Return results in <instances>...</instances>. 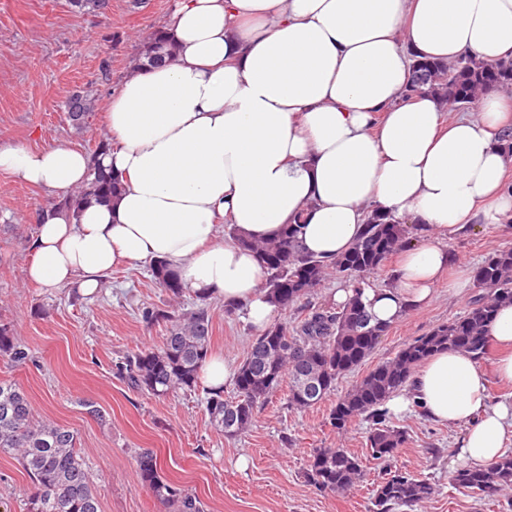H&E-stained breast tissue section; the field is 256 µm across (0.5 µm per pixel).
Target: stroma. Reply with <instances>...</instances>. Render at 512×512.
Returning a JSON list of instances; mask_svg holds the SVG:
<instances>
[{"instance_id": "obj_1", "label": "stroma", "mask_w": 512, "mask_h": 512, "mask_svg": "<svg viewBox=\"0 0 512 512\" xmlns=\"http://www.w3.org/2000/svg\"><path fill=\"white\" fill-rule=\"evenodd\" d=\"M174 0H107L100 14L74 12L69 0H0V143L39 148L65 145L94 153L108 135L107 102L136 63L135 46L167 21ZM76 92L95 99L83 127L72 125L67 102ZM42 190L0 172V324L11 327L29 357L15 364L0 354V382H12L36 413L78 434L101 512H164L137 477V456L152 451L167 479L197 496L206 512H373V491L387 473L426 477L435 492L416 512H512L499 494L479 496L453 481L460 428L440 426L417 412L391 414L406 441L388 460L366 446L371 423L361 418L345 431L331 426L335 396L300 411L280 387L258 406L252 427L228 438L205 410V388L153 397L134 390L118 367L133 350L160 345L164 324H149L145 308L191 311L203 303L191 292L169 305L147 268L121 266L90 296L71 288L29 285L24 269L34 215L51 204ZM512 248V223L477 224L448 242L457 268L474 275L495 252ZM449 293L391 325L374 353L339 378L347 391L376 364L433 327L461 316L478 295ZM212 316L211 349L242 362L256 333L224 300L205 301ZM102 410L96 419L87 408ZM343 447L358 456L365 479L345 493L317 491L305 477L312 449ZM31 480L18 460L0 453V512H26Z\"/></svg>"}]
</instances>
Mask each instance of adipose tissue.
Here are the masks:
<instances>
[{
    "label": "adipose tissue",
    "mask_w": 512,
    "mask_h": 512,
    "mask_svg": "<svg viewBox=\"0 0 512 512\" xmlns=\"http://www.w3.org/2000/svg\"><path fill=\"white\" fill-rule=\"evenodd\" d=\"M169 65L125 80L106 107L107 149L0 146V171L50 194L117 176L118 198L35 214L26 279L50 291H97L121 263H168L183 288L222 297L255 330L276 313L249 251L221 222L268 238L295 216L297 236L331 260L361 235L374 203L423 241L395 284L364 286L380 322L428 306L452 266L446 237L512 220L504 175L512 98L446 120L437 98H403L412 63L512 57V0H175ZM496 375L512 382V304L490 328ZM457 426V457L483 467L512 450V400L491 401L482 367L454 351L426 359L387 403Z\"/></svg>",
    "instance_id": "1"
}]
</instances>
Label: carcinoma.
<instances>
[{
	"instance_id": "1",
	"label": "carcinoma",
	"mask_w": 512,
	"mask_h": 512,
	"mask_svg": "<svg viewBox=\"0 0 512 512\" xmlns=\"http://www.w3.org/2000/svg\"><path fill=\"white\" fill-rule=\"evenodd\" d=\"M175 46L165 31L156 30L137 44V66L170 62ZM423 75L419 86L406 85L405 97L421 92L434 94L454 112L492 93H512V60L488 65L474 56L455 62L417 60ZM69 118L82 127L93 112V99L80 92L68 102ZM121 183L101 168L76 194L64 200L74 217L85 204L111 201ZM233 243L252 251L266 273L264 288L271 303L288 310L309 299L331 276L352 284L354 294L342 306L306 305V314L288 332L273 324L253 341L250 354L238 367L234 396L207 393L206 411L210 424L228 437L246 432L253 424L259 403L283 383H288V406L305 410L317 405L336 386V381L360 366L373 353L390 325L374 320L361 297L365 277L380 268L389 256L402 250L409 240L407 226L372 209L361 237L331 261L319 260L303 250L296 225L286 224L265 241H256L230 228ZM151 275L171 300L180 298L183 288L163 262L153 264ZM481 294L463 315L433 327L407 343L393 358L376 365L338 398L329 414L330 424L344 430L359 417L371 420L367 447L375 459L394 454L406 440V432L387 420L384 404L410 380L415 369L434 353L453 349L480 361L486 358L489 327L497 306L512 304V248L494 253L476 271ZM149 323L170 322L166 336L156 348L139 349L118 366L129 384L154 397L175 389L197 387L198 373L210 355L212 319L204 303L179 316L163 309L144 312ZM0 353L15 363L28 357L10 327L0 324ZM0 453L14 454L32 481L27 512H101L93 476L77 449V433L52 420L37 416L26 393L17 385L0 382ZM138 476L154 499L170 512H204L195 495L169 481L150 451L137 460ZM308 482L320 492L345 493L363 478L357 456L342 447L315 448L306 472ZM454 482L474 493L512 491V455L488 466L463 468ZM434 494L428 480L397 472L374 489L376 512L413 508Z\"/></svg>"
}]
</instances>
